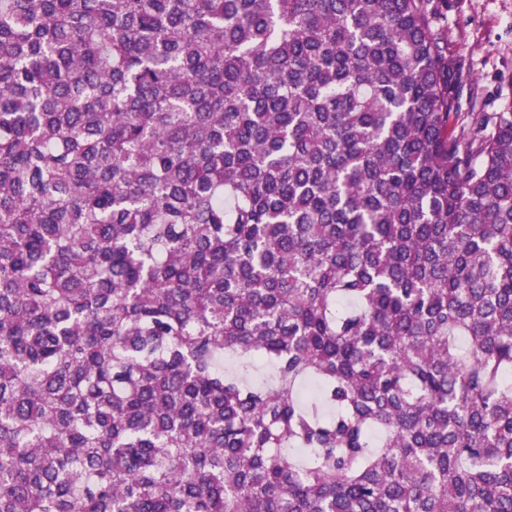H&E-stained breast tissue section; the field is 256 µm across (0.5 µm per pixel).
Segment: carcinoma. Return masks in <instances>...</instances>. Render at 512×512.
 <instances>
[{"instance_id":"carcinoma-1","label":"carcinoma","mask_w":512,"mask_h":512,"mask_svg":"<svg viewBox=\"0 0 512 512\" xmlns=\"http://www.w3.org/2000/svg\"><path fill=\"white\" fill-rule=\"evenodd\" d=\"M446 6L0 0V512H512V109Z\"/></svg>"}]
</instances>
